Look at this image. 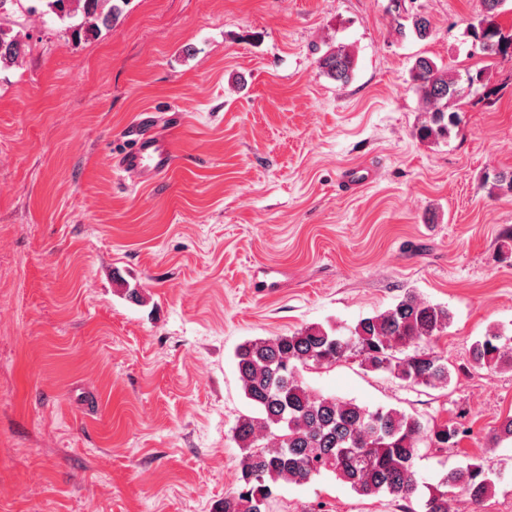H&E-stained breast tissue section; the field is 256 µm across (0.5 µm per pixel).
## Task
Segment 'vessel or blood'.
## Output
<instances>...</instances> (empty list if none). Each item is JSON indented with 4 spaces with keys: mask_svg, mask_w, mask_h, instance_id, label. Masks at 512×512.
<instances>
[{
    "mask_svg": "<svg viewBox=\"0 0 512 512\" xmlns=\"http://www.w3.org/2000/svg\"><path fill=\"white\" fill-rule=\"evenodd\" d=\"M176 158L170 139L144 123L136 130L126 151L115 160L114 166L142 182L168 171Z\"/></svg>",
    "mask_w": 512,
    "mask_h": 512,
    "instance_id": "1",
    "label": "vessel or blood"
}]
</instances>
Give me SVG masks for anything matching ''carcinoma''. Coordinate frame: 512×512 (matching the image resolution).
I'll return each mask as SVG.
<instances>
[{"mask_svg":"<svg viewBox=\"0 0 512 512\" xmlns=\"http://www.w3.org/2000/svg\"><path fill=\"white\" fill-rule=\"evenodd\" d=\"M44 13L67 27L74 39L110 28L128 0H36ZM407 0H389L395 33L426 40L432 34L428 16L401 8ZM484 13L470 25L473 44L489 58L512 57V31L498 21L508 0H482ZM25 54L22 38L0 28V69L16 65ZM318 68L346 84L354 56L344 45L328 49ZM465 84L455 71L427 57L411 68V80L425 104L415 136L421 141L448 138L460 122L448 101L460 100L486 87L485 68L465 71ZM490 189L512 193V171L493 174ZM448 307L406 292L391 307L360 319L349 333L315 324L287 334L248 339L234 353L238 379L257 412L241 417L232 438L242 450L240 489L224 497L219 512H270L276 492L285 484L300 485L331 474L360 495L386 493L411 500L419 487L428 489L422 512H448V493L457 490L478 505L495 486L490 469L467 463L424 481L415 468L421 448L436 451L457 446L464 431L452 420L429 425L419 415L384 407L370 408L352 400L311 390L302 372L357 359L369 371H380L414 386L446 387L448 363L432 345L448 328ZM476 366L512 368V338L488 330L472 345Z\"/></svg>","mask_w":512,"mask_h":512,"instance_id":"carcinoma-1","label":"carcinoma"}]
</instances>
